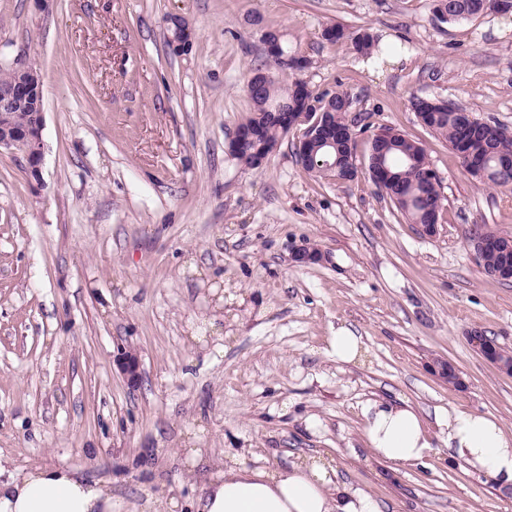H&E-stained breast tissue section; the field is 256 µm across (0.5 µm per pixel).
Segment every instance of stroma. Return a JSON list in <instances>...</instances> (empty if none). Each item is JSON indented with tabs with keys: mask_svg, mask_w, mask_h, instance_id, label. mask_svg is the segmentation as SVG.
<instances>
[{
	"mask_svg": "<svg viewBox=\"0 0 512 512\" xmlns=\"http://www.w3.org/2000/svg\"><path fill=\"white\" fill-rule=\"evenodd\" d=\"M194 33L169 47L170 15ZM368 28L411 62L368 65L326 26ZM276 30L311 60L276 72L420 143L447 209L436 234L380 199L357 136L351 181L314 177L291 132L250 168L228 149L244 86ZM41 76L44 159L0 151V467L64 464L112 484V512H180L218 464L330 459L382 512H512L502 491L435 448L396 466L363 435L370 400L495 416L512 432V377L470 347L512 349V282L487 276L470 225L512 235V190L470 176L420 124L415 97L512 128V13L437 21L432 0H0V68ZM309 245L322 261L297 264ZM360 361L337 362L338 327ZM135 352L137 385L117 359ZM453 363L462 388L434 371ZM330 349L336 356L337 362L351 363L355 361L361 353V338L356 336L348 328L339 327L336 330V336L330 337Z\"/></svg>",
	"mask_w": 512,
	"mask_h": 512,
	"instance_id": "1",
	"label": "stroma"
}]
</instances>
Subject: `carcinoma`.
Segmentation results:
<instances>
[{
	"mask_svg": "<svg viewBox=\"0 0 512 512\" xmlns=\"http://www.w3.org/2000/svg\"><path fill=\"white\" fill-rule=\"evenodd\" d=\"M488 0H433V15L442 23L477 18L487 13L485 3ZM323 38L329 43L346 40L352 49L361 56H369L377 47L378 38L368 28L348 31L341 25H330L323 30ZM268 63L275 69L302 71L311 61L288 45L284 35L275 36L272 47L268 49ZM245 92L251 102V113L242 122L237 132L246 134L252 131L260 139L270 143L275 149L282 140L280 114L290 113L299 118L310 112H329L336 129H355L365 118L350 112L351 101L347 92L338 90L333 93H316L308 84L294 80L284 87L274 77L257 84L249 79ZM412 110L417 115L429 114L424 126L437 136L446 140L462 153L461 163H466V155L480 157L484 173L483 183L506 188L512 185V179L500 173L496 155L512 152V130L493 123L485 125L473 133L466 130L459 120L462 108L446 102L432 101L414 97ZM376 152L386 151L392 176L384 180L385 193L382 197L395 205L411 224H425L430 219H440L446 198L441 195L438 181L423 177L427 170V158L419 143L389 126L377 127L372 134ZM311 165L308 171L320 178L339 179V174L327 170V166H341L346 154L343 141L336 145L317 143L311 146Z\"/></svg>",
	"mask_w": 512,
	"mask_h": 512,
	"instance_id": "obj_1",
	"label": "carcinoma"
}]
</instances>
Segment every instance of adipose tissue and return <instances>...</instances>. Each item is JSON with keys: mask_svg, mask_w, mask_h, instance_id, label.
<instances>
[{"mask_svg": "<svg viewBox=\"0 0 512 512\" xmlns=\"http://www.w3.org/2000/svg\"><path fill=\"white\" fill-rule=\"evenodd\" d=\"M362 416L377 458L411 464L440 445L466 469L512 490V435L493 416L445 409L430 428L413 408L384 401L366 404ZM334 476L319 457L281 471L247 468L239 453H229L209 473L195 512H381L374 497ZM0 512H112V487L74 468L38 464L0 479Z\"/></svg>", "mask_w": 512, "mask_h": 512, "instance_id": "ef3b65f1", "label": "adipose tissue"}]
</instances>
